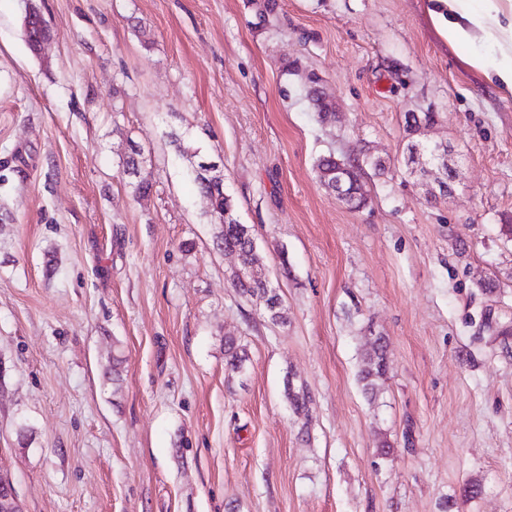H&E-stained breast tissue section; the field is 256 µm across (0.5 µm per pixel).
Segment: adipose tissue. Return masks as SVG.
<instances>
[{
	"label": "adipose tissue",
	"instance_id": "ef3b65f1",
	"mask_svg": "<svg viewBox=\"0 0 512 512\" xmlns=\"http://www.w3.org/2000/svg\"><path fill=\"white\" fill-rule=\"evenodd\" d=\"M429 13L441 23L453 47L462 49L463 62L486 73L498 90L512 95V0H429ZM493 45L500 54L489 64L480 53L470 51L475 40Z\"/></svg>",
	"mask_w": 512,
	"mask_h": 512
}]
</instances>
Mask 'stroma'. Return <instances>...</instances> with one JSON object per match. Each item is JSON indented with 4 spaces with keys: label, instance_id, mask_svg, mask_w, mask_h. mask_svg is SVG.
Returning a JSON list of instances; mask_svg holds the SVG:
<instances>
[{
    "label": "stroma",
    "instance_id": "obj_1",
    "mask_svg": "<svg viewBox=\"0 0 512 512\" xmlns=\"http://www.w3.org/2000/svg\"><path fill=\"white\" fill-rule=\"evenodd\" d=\"M276 3L0 0V470L22 512H512V335L482 326H512V96L425 0ZM425 112L444 196L407 163ZM183 141L221 165L287 323L232 288ZM328 155L382 162L364 207L320 183ZM25 16L29 18L28 24L30 28H24V35L29 47L35 50L38 39L50 35V31L43 16L36 7L28 5L25 9ZM122 160V171L129 177H134L136 180L132 182L135 196L139 199L147 198L152 190L151 179L145 171V157L141 148L134 142H130L126 151L120 158ZM245 349L236 337L224 338V361L229 373H237L245 361ZM375 343L373 352L363 359L359 374L363 389L371 397H376L379 391V381L384 378L388 370V357L381 338H377ZM285 396L297 416H306L309 412L311 399L303 386L296 387L292 380L286 381Z\"/></svg>",
    "mask_w": 512,
    "mask_h": 512
}]
</instances>
